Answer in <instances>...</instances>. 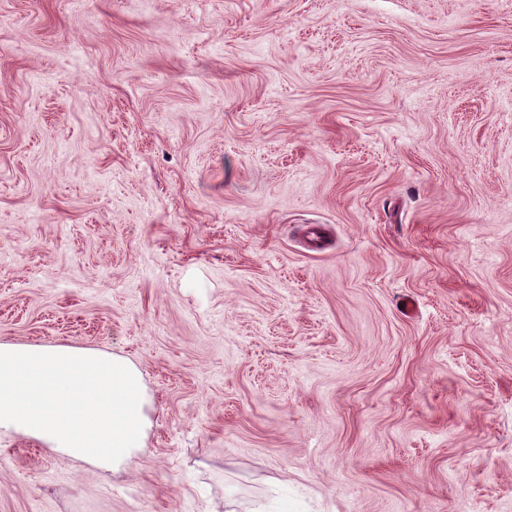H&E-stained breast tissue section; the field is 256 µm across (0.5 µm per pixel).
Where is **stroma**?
I'll list each match as a JSON object with an SVG mask.
<instances>
[{"label": "stroma", "mask_w": 512, "mask_h": 512, "mask_svg": "<svg viewBox=\"0 0 512 512\" xmlns=\"http://www.w3.org/2000/svg\"><path fill=\"white\" fill-rule=\"evenodd\" d=\"M0 338L150 421L0 512H512V0H0Z\"/></svg>", "instance_id": "stroma-1"}]
</instances>
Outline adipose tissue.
Here are the masks:
<instances>
[{
  "instance_id": "ef3b65f1",
  "label": "adipose tissue",
  "mask_w": 512,
  "mask_h": 512,
  "mask_svg": "<svg viewBox=\"0 0 512 512\" xmlns=\"http://www.w3.org/2000/svg\"><path fill=\"white\" fill-rule=\"evenodd\" d=\"M147 403L139 370L122 358L0 339V434L110 470L140 448Z\"/></svg>"
}]
</instances>
